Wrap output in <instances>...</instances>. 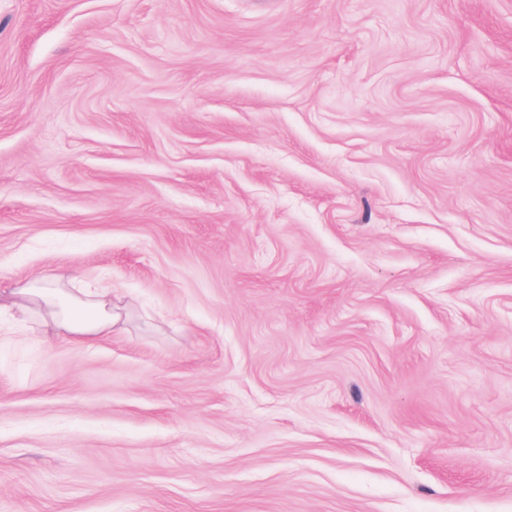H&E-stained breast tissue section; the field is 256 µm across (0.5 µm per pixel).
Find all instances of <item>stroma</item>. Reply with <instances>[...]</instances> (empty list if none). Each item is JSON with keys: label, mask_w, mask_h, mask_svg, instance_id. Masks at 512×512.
I'll list each match as a JSON object with an SVG mask.
<instances>
[{"label": "stroma", "mask_w": 512, "mask_h": 512, "mask_svg": "<svg viewBox=\"0 0 512 512\" xmlns=\"http://www.w3.org/2000/svg\"><path fill=\"white\" fill-rule=\"evenodd\" d=\"M0 512H512V0H0ZM62 286L56 277L44 275L12 289L7 298L0 291V318L3 312L12 322L3 327L4 333L19 331L37 318L59 336L93 343L112 336L124 324V306L114 300L109 284L99 282L73 291Z\"/></svg>", "instance_id": "1"}]
</instances>
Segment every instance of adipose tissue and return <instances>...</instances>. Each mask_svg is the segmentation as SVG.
Listing matches in <instances>:
<instances>
[{
	"instance_id": "1",
	"label": "adipose tissue",
	"mask_w": 512,
	"mask_h": 512,
	"mask_svg": "<svg viewBox=\"0 0 512 512\" xmlns=\"http://www.w3.org/2000/svg\"><path fill=\"white\" fill-rule=\"evenodd\" d=\"M123 310L109 284L100 282L68 290L50 275L12 289L8 296H0V313L10 318L5 332L21 330L36 319L43 327L80 343L111 336L124 323Z\"/></svg>"
}]
</instances>
